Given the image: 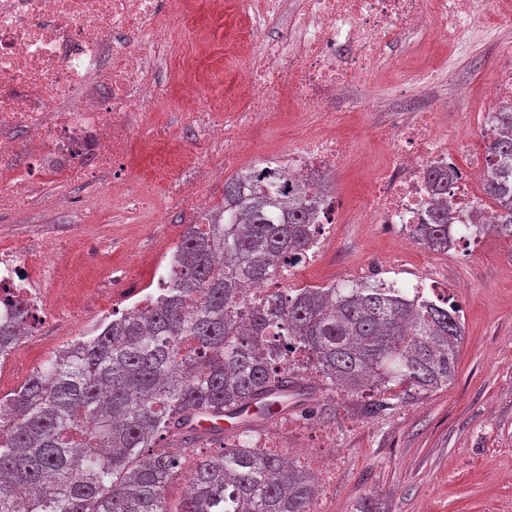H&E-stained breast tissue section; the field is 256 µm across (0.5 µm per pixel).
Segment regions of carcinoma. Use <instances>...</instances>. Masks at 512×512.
Returning a JSON list of instances; mask_svg holds the SVG:
<instances>
[{
  "label": "carcinoma",
  "instance_id": "obj_1",
  "mask_svg": "<svg viewBox=\"0 0 512 512\" xmlns=\"http://www.w3.org/2000/svg\"><path fill=\"white\" fill-rule=\"evenodd\" d=\"M489 145L512 160V105ZM485 194L499 212L483 231L512 237V182L500 170ZM317 197L255 167L224 184V205L190 224L172 254L166 297L116 317L51 357L0 413V512H309L317 493L286 458L248 438L278 421L273 401L340 388L379 416L451 385L464 327L446 302L393 288H287L250 308L245 287L273 283L313 236ZM448 203L414 233L448 250ZM17 307L0 348L28 332ZM234 419L235 443L193 459ZM215 423L212 432L198 427ZM186 474L172 510L167 484Z\"/></svg>",
  "mask_w": 512,
  "mask_h": 512
}]
</instances>
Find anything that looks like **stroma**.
Returning a JSON list of instances; mask_svg holds the SVG:
<instances>
[{
	"instance_id": "obj_1",
	"label": "stroma",
	"mask_w": 512,
	"mask_h": 512,
	"mask_svg": "<svg viewBox=\"0 0 512 512\" xmlns=\"http://www.w3.org/2000/svg\"><path fill=\"white\" fill-rule=\"evenodd\" d=\"M180 27L188 39L200 28L211 35V55L204 62L211 73L210 93L227 105L239 104L235 77L241 61L224 50L226 38L235 30L233 12L204 10L181 21ZM504 37L497 30L480 39H463L455 49L433 40L415 46L405 37L393 53L402 65L416 68L447 56L442 90L446 100L433 107L441 124L454 126L465 106L453 85L461 81L468 86L466 108L479 112L496 77L493 44ZM195 92L192 83L176 82L173 102L150 105L132 121L123 182L130 190L151 189L158 223H148L132 208L77 218L67 202L29 216L0 214V236L19 241L79 239L73 254L53 259L29 255L27 270L37 279L46 266H54L58 287L66 290L71 302L92 304L94 320L111 309L112 290L118 285L151 287L155 271L170 258L187 225L196 223V215L171 204L179 186L194 182L200 168H210L213 176L201 193L207 210H214L224 202L225 181L285 154L315 118L300 101L282 96L278 112L257 119L247 147L228 164L223 144L194 141L174 104ZM393 93L389 76L356 89L361 106L350 112L338 134L361 147L362 153L326 175V190L335 197L345 222L315 264L295 271L294 284H337L353 268L399 253L416 273L428 266L424 250H405L399 238L380 225L347 221L351 207L369 188L370 173L385 155L377 135L382 115L372 111L371 104ZM447 259L451 294L464 325L456 378L448 388L374 418L361 414V399L334 392L328 398L336 403L335 419L306 421L292 405L277 426L261 431L274 452L293 455L305 470H330V477L318 485L310 512H356L366 497L381 503L384 512H512V238L489 232L475 252L452 249ZM55 351L48 341L20 345L15 352L18 368L0 373V388L16 387L24 370L44 365Z\"/></svg>"
}]
</instances>
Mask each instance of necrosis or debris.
Returning <instances> with one entry per match:
<instances>
[{
	"label": "necrosis or debris",
	"mask_w": 512,
	"mask_h": 512,
	"mask_svg": "<svg viewBox=\"0 0 512 512\" xmlns=\"http://www.w3.org/2000/svg\"><path fill=\"white\" fill-rule=\"evenodd\" d=\"M224 10L223 0H0V214L32 211L72 199L76 187L97 186L96 203L111 207L108 177L121 173L130 122L164 87L158 65L179 55V73L204 85L200 50L179 54L170 21L200 8ZM512 26L506 0H242L239 29L229 49L243 59L237 88L245 107L184 99L180 109L197 138L223 139L224 158L241 151L253 119L273 109L270 90L291 77L299 101L321 106L342 98L355 108L354 89L379 73L393 71L399 90L415 84L442 87L440 66L419 70L395 66L389 53L399 33L431 36L454 47L477 20ZM501 64L490 99L480 114L485 143L499 133V103L512 101V49ZM387 120L378 127L386 159L372 186L353 209L365 224H381L413 245L432 199L427 175L447 172L453 207V243L465 252L480 243V227L495 208L480 191L494 170L485 148H476L453 129L437 128L435 115L414 106L380 103ZM340 112H326L318 127L301 134L296 146L273 163L289 186L313 189L329 168L347 163L353 145L340 138ZM33 135L37 150L20 144L15 132ZM26 307L31 335L52 325L70 333L71 319L54 303L44 280L29 277L22 247L0 241V317L10 306Z\"/></svg>",
	"instance_id": "4bbe7bcc"
}]
</instances>
